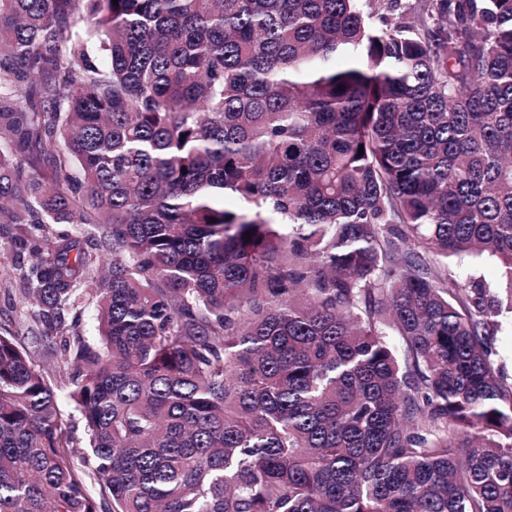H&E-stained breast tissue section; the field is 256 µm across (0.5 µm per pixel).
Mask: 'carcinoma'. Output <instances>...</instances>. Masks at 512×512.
<instances>
[{"instance_id": "carcinoma-1", "label": "carcinoma", "mask_w": 512, "mask_h": 512, "mask_svg": "<svg viewBox=\"0 0 512 512\" xmlns=\"http://www.w3.org/2000/svg\"><path fill=\"white\" fill-rule=\"evenodd\" d=\"M0 224V512H512V0H0ZM9 233L1 230L0 251L2 250L5 259L0 263V327L8 328L20 336L28 337L30 340L34 323L28 315L29 307L21 300L20 286L13 272L11 258L13 255L11 237L21 233L20 228L11 225ZM60 408L63 421L72 432L76 449L81 452L86 442L83 419L74 405L65 399L62 400Z\"/></svg>"}]
</instances>
